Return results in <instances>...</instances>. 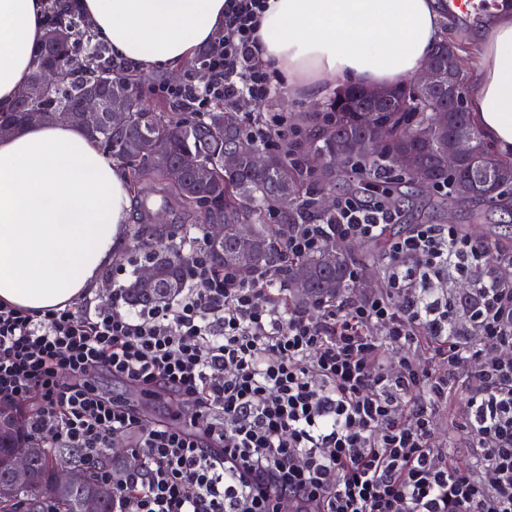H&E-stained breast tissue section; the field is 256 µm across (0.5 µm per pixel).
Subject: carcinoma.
Instances as JSON below:
<instances>
[{"label":"carcinoma","instance_id":"cac0c4a2","mask_svg":"<svg viewBox=\"0 0 512 512\" xmlns=\"http://www.w3.org/2000/svg\"><path fill=\"white\" fill-rule=\"evenodd\" d=\"M45 10L50 18L41 44L34 52L31 73L26 88L30 94L14 101L8 112H0V136L37 123L55 120L64 110L76 108L80 90L90 86H110L124 91L131 98L129 123L122 130L103 127L92 132L100 149L112 157L123 169L131 194L147 205L159 193L174 204L183 218L180 224L156 228L159 236L175 240L174 248L165 258L146 256V261L158 267L159 278L143 284L134 278L126 288V298L131 306L150 309L177 295L184 287L188 273L183 265L182 250L194 244V235L204 239L207 259L215 278L224 276L231 268L238 275L250 280L260 272L272 270L289 289L286 302L303 308L312 300L334 301L349 287L352 265L347 249L331 243L301 259L288 255L283 237L288 225L309 219L326 220L329 211L321 206V198L329 187L330 176L336 167L360 170L364 175L377 179L395 177L403 183L414 182V173L394 171L389 161L367 152L354 155L351 141L363 138L369 120L366 112H348L341 98L331 104L330 122L336 137L323 139L319 151L324 155L326 176L308 168L305 158L288 157L265 145L256 134L258 128L242 125L236 112L215 102L212 109L197 112L182 103H162L155 110L147 109L140 99L136 75L124 70L117 73L105 53L92 50L94 31L85 21L77 20L64 0H46ZM48 62L57 66L63 75L61 83L51 92H44L37 83L40 69ZM405 90L401 104H393L383 116L396 124L403 115H410L420 124H431L441 133L427 140H407L395 137L392 149L424 161L434 167L437 156L448 150V136L459 124L472 125L467 112H450L441 97H429L403 83ZM474 157L460 163L458 179L452 183L455 195L465 192L466 181L477 169L500 175L512 173V161H504L491 153L478 129H473ZM246 143L238 165L224 168V148L233 143ZM200 155L201 164L210 170L202 180L196 172L187 171L178 185L165 177L164 166L176 163L188 151ZM260 151L266 155L267 172L254 175L250 154ZM209 206L204 207L201 200ZM224 225V243L211 241L207 226ZM252 228L254 251L244 263L232 257L240 225ZM224 259H219V252ZM304 267L306 279L302 287H295L296 270ZM29 452V467L24 477H17L9 466L17 454ZM65 464L78 467L77 476L68 485H58L52 479L53 465ZM0 485H9L12 496L0 499V512H83L86 498H100V512H112V486L99 481L93 468L87 466L82 454L75 448H44L29 441L23 426H0Z\"/></svg>","mask_w":512,"mask_h":512}]
</instances>
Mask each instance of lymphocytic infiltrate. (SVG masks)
<instances>
[{"instance_id":"1","label":"lymphocytic infiltrate","mask_w":512,"mask_h":512,"mask_svg":"<svg viewBox=\"0 0 512 512\" xmlns=\"http://www.w3.org/2000/svg\"><path fill=\"white\" fill-rule=\"evenodd\" d=\"M266 0H225L224 37L204 89L178 102H266L254 50ZM379 201L341 199L283 240L304 256L331 242L386 245L384 288L308 309L286 305L268 272L214 280L203 244L177 298L34 314L0 305V400H34L29 435L99 459L132 439L133 470L99 471L113 512H512V278L482 274L486 244L455 226L393 233ZM471 272L466 299L448 285ZM104 372L144 396L190 397L182 423L103 394ZM463 420L439 439L452 390Z\"/></svg>"}]
</instances>
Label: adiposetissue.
<instances>
[{
	"label": "adipose tissue",
	"instance_id": "obj_1",
	"mask_svg": "<svg viewBox=\"0 0 512 512\" xmlns=\"http://www.w3.org/2000/svg\"><path fill=\"white\" fill-rule=\"evenodd\" d=\"M256 57L294 99L401 85L442 39L440 0H267ZM44 0H0V112L26 84ZM480 40L473 125L512 159V0ZM114 60L176 69L224 31V0H83ZM134 202L124 171L67 121L0 137V304L62 309L124 245Z\"/></svg>",
	"mask_w": 512,
	"mask_h": 512
}]
</instances>
